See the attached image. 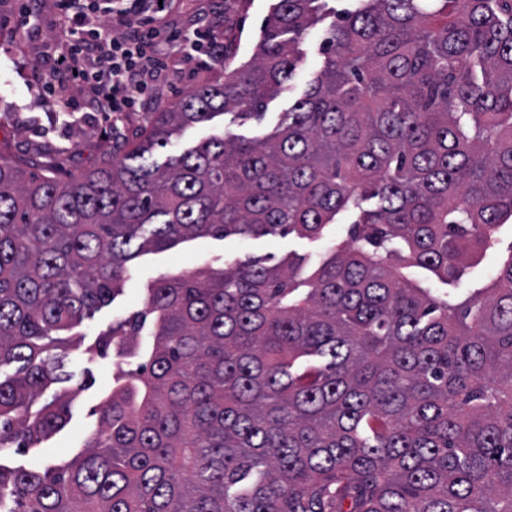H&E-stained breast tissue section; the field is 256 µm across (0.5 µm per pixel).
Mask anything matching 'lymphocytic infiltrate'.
<instances>
[{
	"label": "lymphocytic infiltrate",
	"mask_w": 512,
	"mask_h": 512,
	"mask_svg": "<svg viewBox=\"0 0 512 512\" xmlns=\"http://www.w3.org/2000/svg\"><path fill=\"white\" fill-rule=\"evenodd\" d=\"M172 0H56L58 49L37 81L45 105L69 107L63 84L83 92L81 110L131 112L148 104L168 67Z\"/></svg>",
	"instance_id": "f902f5d3"
}]
</instances>
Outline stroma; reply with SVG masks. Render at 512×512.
I'll return each instance as SVG.
<instances>
[{
    "label": "stroma",
    "mask_w": 512,
    "mask_h": 512,
    "mask_svg": "<svg viewBox=\"0 0 512 512\" xmlns=\"http://www.w3.org/2000/svg\"><path fill=\"white\" fill-rule=\"evenodd\" d=\"M276 0H176L172 14V30L185 31L188 22L203 18L224 34L225 45L231 46L228 64L239 65L251 59L254 46ZM352 0H326V15L308 29L299 45L303 61L288 83L286 91L272 98L263 120L256 121L228 113L215 117L209 124L195 126L174 136L169 150L154 152L156 160H164L167 151H181L200 139L229 131L254 136L271 132L287 122V112L301 96L309 81L317 74L323 59V43L327 30L340 14L351 8ZM17 0H0V157L25 159L35 171L60 178L95 169L102 155L120 139L139 134L152 120L156 109L174 105L188 90L213 77L223 75L228 64L207 62L202 58L186 59L179 43L169 48V71L165 81L153 89L155 109L123 112L104 118L98 112H56L43 106L37 95L38 58L53 37L55 0L40 2V31L35 38L20 39L10 20L18 12ZM348 215H340L336 224L328 226L318 239L289 236L250 238L231 236L223 240L200 237L183 242L163 252L140 255L136 272L126 283L122 294L101 308L94 317L84 320L68 333V358L79 390L71 403L67 425L50 439L29 449L22 462L51 461L60 463L79 453L97 424L96 411L112 391L114 354L84 359V349L94 344L112 324L127 318L143 306L150 282L163 275L190 272L209 264L222 267L228 260L270 257L279 261L295 254L316 260L330 242L345 239Z\"/></svg>",
    "instance_id": "obj_1"
}]
</instances>
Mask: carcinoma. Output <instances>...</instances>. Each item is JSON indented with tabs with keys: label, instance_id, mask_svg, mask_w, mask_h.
Segmentation results:
<instances>
[{
	"label": "carcinoma",
	"instance_id": "carcinoma-1",
	"mask_svg": "<svg viewBox=\"0 0 512 512\" xmlns=\"http://www.w3.org/2000/svg\"><path fill=\"white\" fill-rule=\"evenodd\" d=\"M321 0H277L250 61L62 182L0 161V500L10 512H512V256L458 300L512 220V0H360L269 135ZM377 200L373 207L363 203ZM312 262L161 277L84 350L116 364L84 451L14 466L63 429L65 332L144 252L198 237L319 238ZM353 0H327L325 2L326 15L315 26L308 29L299 45L303 53V61L296 70L288 89L272 98L267 105L265 116L261 123L254 119L237 117L234 113H227L215 117L208 125L195 126L182 134L172 137V143L165 149L157 148L154 159L163 161L165 156L175 151H182L191 147L200 139L213 134H222L224 131L244 136H254L258 132H271L281 123H288V112L294 100L301 96L309 81L317 74L323 59V43L327 30L340 14L351 8Z\"/></svg>",
	"mask_w": 512,
	"mask_h": 512
}]
</instances>
